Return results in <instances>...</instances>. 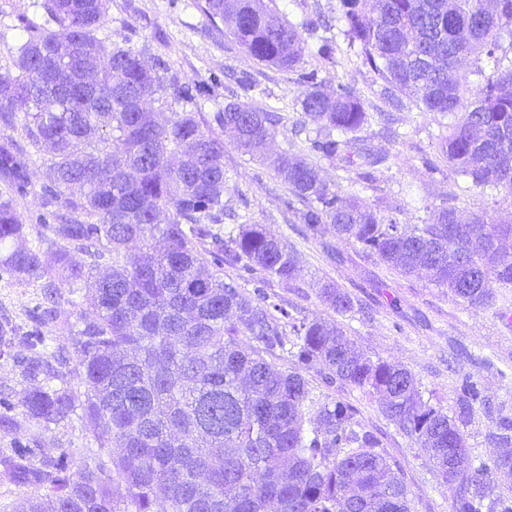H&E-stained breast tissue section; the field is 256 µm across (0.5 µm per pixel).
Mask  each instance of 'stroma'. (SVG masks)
Listing matches in <instances>:
<instances>
[{"label":"stroma","mask_w":512,"mask_h":512,"mask_svg":"<svg viewBox=\"0 0 512 512\" xmlns=\"http://www.w3.org/2000/svg\"><path fill=\"white\" fill-rule=\"evenodd\" d=\"M338 0H270L277 17L294 24L338 28ZM39 20L33 0H0V73L14 69L13 39L7 30L18 13ZM107 46L148 49L161 57L181 79L201 83L199 100L202 121L224 142V168L231 189L224 197V221L235 224L237 216L262 224L297 251L298 278L294 286L273 284L272 293L288 301L303 315L333 318L319 298L322 284L330 282L347 291L355 309L341 323L358 351L373 360L382 359L409 369L423 396L454 410L463 378L482 388L487 402L475 405L465 432L474 456L488 462L507 454L492 434L499 414H512V319L498 309H471L449 297L447 289L404 277L388 270L376 257L367 256L333 234L322 240L306 238L296 214L285 209L284 184L275 175L270 157L283 151L304 153V136L293 129L303 120L295 100L300 87L294 75L258 64L233 40L227 29H216L204 11V0H110ZM305 69L317 70L325 90L337 84L354 88L370 112H383L387 123L363 127L359 137L372 152L387 161L369 184L354 183L338 164L319 161V172L340 186L343 196L362 198L377 213L403 224L431 223L435 207L453 202L460 216L485 208L506 224H512V197L505 192L479 189L449 167L428 172L425 160H439L440 145L434 134L445 119L419 109L411 98L393 103L383 81L354 56L340 51L334 62L305 54ZM250 89H243L241 77ZM241 100L266 111L279 108L283 119L268 143L267 160L241 154L229 132L212 120L225 103ZM38 283H18L0 278V325L20 329L31 323L40 297ZM347 399L357 405L363 421L382 435L388 456L400 464L409 490L412 512H450V494L437 472L413 440L387 421L376 400L350 391ZM25 439L38 441L44 453H68L75 465L95 461L93 439L81 417L55 425L23 421Z\"/></svg>","instance_id":"35a3bbf8"}]
</instances>
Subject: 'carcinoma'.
<instances>
[{"label": "carcinoma", "mask_w": 512, "mask_h": 512, "mask_svg": "<svg viewBox=\"0 0 512 512\" xmlns=\"http://www.w3.org/2000/svg\"><path fill=\"white\" fill-rule=\"evenodd\" d=\"M108 0H41L40 23L18 15L16 74H0V122L21 129L42 163L37 242L18 245L26 225L14 197L33 187L32 154L0 140V276L42 281L33 326L0 334V357L20 360L36 385L25 414L59 424L82 409L91 422L95 467L74 468L65 452L40 456L0 397V429L13 435L3 463L41 491L36 502L0 512H411L399 464L356 406L318 393L350 388L380 397L384 417L411 438L451 492V512H512V492L492 495L490 475L512 474V456L477 467L463 424L481 388L464 380L455 415L424 400L415 376L357 353L334 320L296 317L267 292L296 280V253L261 224L225 232L224 147L197 118L200 86L160 59L100 37ZM205 10L254 60L296 72L307 152H284L272 166L284 204L305 234L328 226L337 240L408 277L426 275L471 308H512V224L486 210L463 222L442 206L429 224H401L357 196L345 199L316 159L372 169L386 157L357 144L370 115L347 85L321 89L302 67V31L275 19L264 0H205ZM339 34L388 86L425 112L449 118L441 153L479 188L512 195V0H339ZM339 50L319 36L323 61ZM492 73L471 97L467 64ZM155 103L182 105L159 122ZM238 150L256 157L282 117L230 101L213 116ZM239 272L241 285L225 279ZM74 294L88 292L80 327L70 330ZM322 302L354 310L332 283ZM70 330L79 368L46 352L44 328ZM290 363L281 369L271 358ZM85 387L74 394L71 380Z\"/></svg>", "instance_id": "obj_1"}]
</instances>
